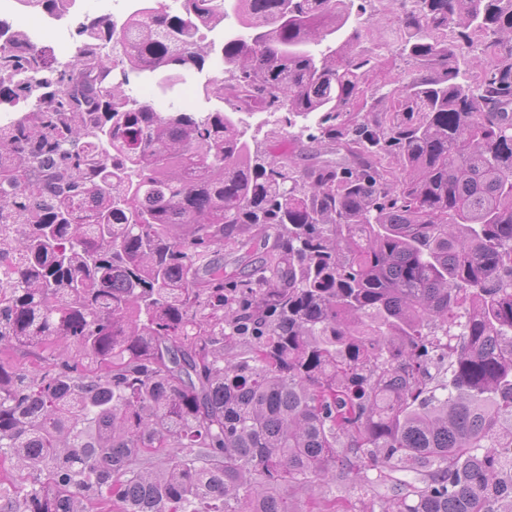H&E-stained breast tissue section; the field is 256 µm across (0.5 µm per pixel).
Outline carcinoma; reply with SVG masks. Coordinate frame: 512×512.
I'll return each instance as SVG.
<instances>
[{"label": "carcinoma", "mask_w": 512, "mask_h": 512, "mask_svg": "<svg viewBox=\"0 0 512 512\" xmlns=\"http://www.w3.org/2000/svg\"><path fill=\"white\" fill-rule=\"evenodd\" d=\"M402 2L385 93L354 0H136L68 67L0 17V112L21 69L49 97L0 123V512H304L371 470L418 475L381 512H512V0ZM215 66L228 111L125 91ZM251 128L248 132L249 137H252L253 149L263 152L269 149L276 143L275 141H284V145L288 146V137L283 132L271 125L259 124V118L254 116L249 119ZM259 124V125H258Z\"/></svg>", "instance_id": "1"}]
</instances>
